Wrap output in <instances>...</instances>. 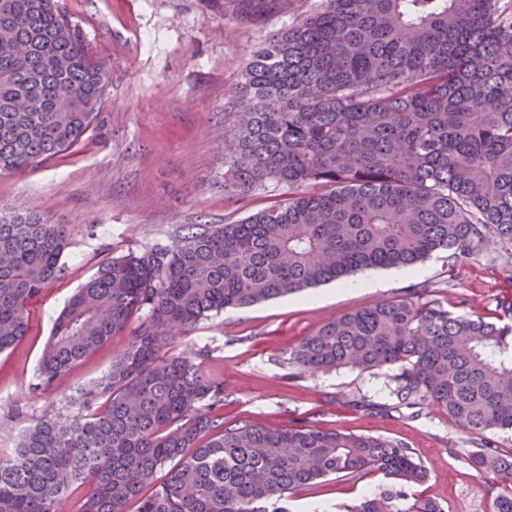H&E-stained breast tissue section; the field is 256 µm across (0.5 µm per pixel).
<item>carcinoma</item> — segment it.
I'll list each match as a JSON object with an SVG mask.
<instances>
[{
	"label": "carcinoma",
	"mask_w": 512,
	"mask_h": 512,
	"mask_svg": "<svg viewBox=\"0 0 512 512\" xmlns=\"http://www.w3.org/2000/svg\"><path fill=\"white\" fill-rule=\"evenodd\" d=\"M231 2L259 18L287 0ZM108 84L56 0H0V174L70 152ZM229 97L240 119L224 193L275 182L288 201L98 265L55 319L33 392L138 325L78 412L43 415L0 453V512H288L295 492L369 471L391 484L346 512H442L407 492L428 473L397 441L225 422L224 381L175 341L226 308L512 245V4L325 0L261 42ZM71 240L40 216L0 219V353L29 335L30 304ZM288 363L311 375L397 366L402 393L460 428L512 431V327L482 315L383 300L320 325ZM472 463L509 484L495 508L512 512V454Z\"/></svg>",
	"instance_id": "obj_1"
}]
</instances>
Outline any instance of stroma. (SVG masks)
Listing matches in <instances>:
<instances>
[{
	"mask_svg": "<svg viewBox=\"0 0 512 512\" xmlns=\"http://www.w3.org/2000/svg\"><path fill=\"white\" fill-rule=\"evenodd\" d=\"M90 52L109 72L97 129L71 154L0 175V217L31 213L74 229L62 276L30 306V332L0 354V450L46 408L68 414L73 400L110 367L127 335L78 365L56 390L34 395L42 347L75 289L104 258L174 241L187 224H233L283 203L286 187L267 183L243 197L224 193V134L237 122L227 98L258 45L320 8L292 0L253 21L230 0H59ZM417 274L372 271L200 321L187 338L206 350L204 367L224 382V417L282 428L297 424L391 439L429 472L424 495L443 512H494L503 491L476 468L477 451L512 452V431L462 430L422 398L397 396V367L342 368L309 375L288 364V350L324 322L381 300L415 295L456 314L501 316L512 298V247L488 246L454 260L438 252ZM383 474L343 477L292 495L289 512L327 504V512L382 490Z\"/></svg>",
	"mask_w": 512,
	"mask_h": 512,
	"instance_id": "obj_1",
	"label": "stroma"
}]
</instances>
